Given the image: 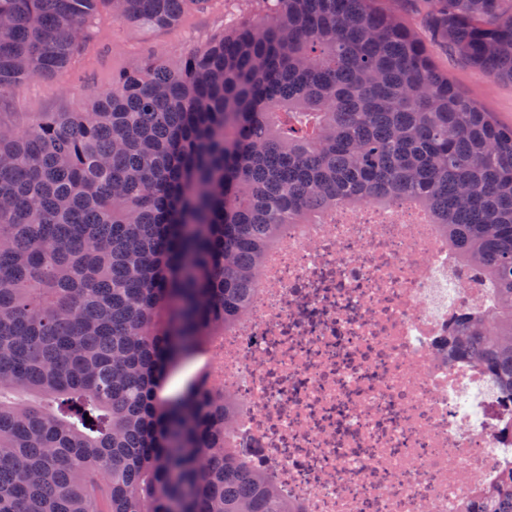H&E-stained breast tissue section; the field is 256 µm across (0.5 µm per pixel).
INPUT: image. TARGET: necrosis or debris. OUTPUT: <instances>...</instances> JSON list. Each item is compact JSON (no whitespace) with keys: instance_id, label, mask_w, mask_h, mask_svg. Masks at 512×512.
Segmentation results:
<instances>
[{"instance_id":"1","label":"necrosis or debris","mask_w":512,"mask_h":512,"mask_svg":"<svg viewBox=\"0 0 512 512\" xmlns=\"http://www.w3.org/2000/svg\"><path fill=\"white\" fill-rule=\"evenodd\" d=\"M493 305L408 203L291 225L224 329L236 448L301 512H464L512 464V396L450 344Z\"/></svg>"}]
</instances>
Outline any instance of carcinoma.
Here are the masks:
<instances>
[{"instance_id": "carcinoma-1", "label": "carcinoma", "mask_w": 512, "mask_h": 512, "mask_svg": "<svg viewBox=\"0 0 512 512\" xmlns=\"http://www.w3.org/2000/svg\"><path fill=\"white\" fill-rule=\"evenodd\" d=\"M212 0H0V103L69 68L107 9L166 29ZM224 0L83 112L0 122V512H299L233 448L217 358L269 252L338 207L413 204L495 287L453 337L512 392V126L384 0ZM433 42L512 80V0H420ZM92 422H86L83 415ZM512 512V469L472 512Z\"/></svg>"}]
</instances>
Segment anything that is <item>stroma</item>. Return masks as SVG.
<instances>
[{
    "label": "stroma",
    "mask_w": 512,
    "mask_h": 512,
    "mask_svg": "<svg viewBox=\"0 0 512 512\" xmlns=\"http://www.w3.org/2000/svg\"><path fill=\"white\" fill-rule=\"evenodd\" d=\"M223 16L221 0H214L210 9L188 13L177 27L154 30L117 20L110 11H102L75 63L54 78L28 80L9 98L0 122L15 124L31 112L82 109L92 94L111 87L114 71L146 52L178 63L186 52L220 30ZM432 53L437 69L447 74L460 94L494 113L500 122L512 124V82L484 77L452 49L437 45Z\"/></svg>",
    "instance_id": "35a3bbf8"
}]
</instances>
